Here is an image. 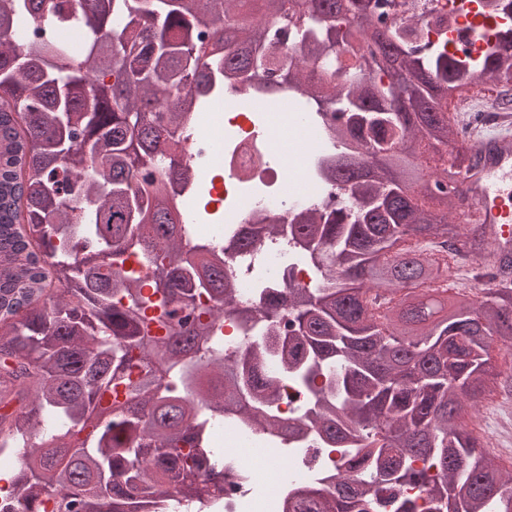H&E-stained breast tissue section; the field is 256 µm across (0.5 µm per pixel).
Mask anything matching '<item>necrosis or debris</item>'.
Returning <instances> with one entry per match:
<instances>
[{
  "label": "necrosis or debris",
  "mask_w": 512,
  "mask_h": 512,
  "mask_svg": "<svg viewBox=\"0 0 512 512\" xmlns=\"http://www.w3.org/2000/svg\"><path fill=\"white\" fill-rule=\"evenodd\" d=\"M390 35L405 49H454L465 44L480 55L512 29V10L505 0H383ZM299 103L287 84L274 93L257 87L253 78L224 81L210 96L205 111L196 113L190 130L182 132V157L191 176L175 186L185 199L189 184L206 192V221L193 226V237L219 244L243 224H285L299 209L319 207L327 199L319 159L345 149L330 139L322 114L311 113L302 127L284 128ZM287 129L288 142L275 137ZM237 302L255 305L264 288L291 282L313 287L308 264L287 249L260 247L253 257L232 256ZM215 440L227 447L224 456V512H277L288 495L280 479L287 467L297 479L323 482L337 476L342 449L320 440L289 444L270 430L247 431L228 421L215 431Z\"/></svg>",
  "instance_id": "4bbe7bcc"
}]
</instances>
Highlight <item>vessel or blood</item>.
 Instances as JSON below:
<instances>
[{"label": "vessel or blood", "mask_w": 512, "mask_h": 512, "mask_svg": "<svg viewBox=\"0 0 512 512\" xmlns=\"http://www.w3.org/2000/svg\"><path fill=\"white\" fill-rule=\"evenodd\" d=\"M468 147L476 164L458 186L464 221L487 230L484 247L498 259L512 254V132L472 136Z\"/></svg>", "instance_id": "obj_1"}]
</instances>
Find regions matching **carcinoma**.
Listing matches in <instances>:
<instances>
[{
    "label": "carcinoma",
    "instance_id": "1",
    "mask_svg": "<svg viewBox=\"0 0 512 512\" xmlns=\"http://www.w3.org/2000/svg\"><path fill=\"white\" fill-rule=\"evenodd\" d=\"M0 0V101L28 145L24 246L51 270L42 295L0 325V458L19 461L9 494L24 512H224V416L279 429L280 380L308 386L314 405L288 436L315 429L352 448L324 488L296 482L282 512H369L421 485L435 512H512V474L466 423L473 403L512 393L491 345L512 347V256L475 298L429 284L448 277L455 183L473 164L418 168L417 143L448 150L444 106L480 79L512 86V30L474 62L410 55L388 42L369 0ZM45 27L87 45L69 60ZM288 76L340 118L352 140L324 161L336 206L290 224L250 225L225 248L190 249L168 184L166 157L200 107L210 68ZM418 245L393 250L404 237ZM288 240L316 269L314 288H267L258 308L236 306L224 252ZM154 264L152 291L125 268ZM208 296L213 308L197 300ZM287 332L233 359L217 342L224 310ZM277 363L279 373L270 372ZM432 460L428 477L410 464Z\"/></svg>",
    "mask_w": 512,
    "mask_h": 512
}]
</instances>
